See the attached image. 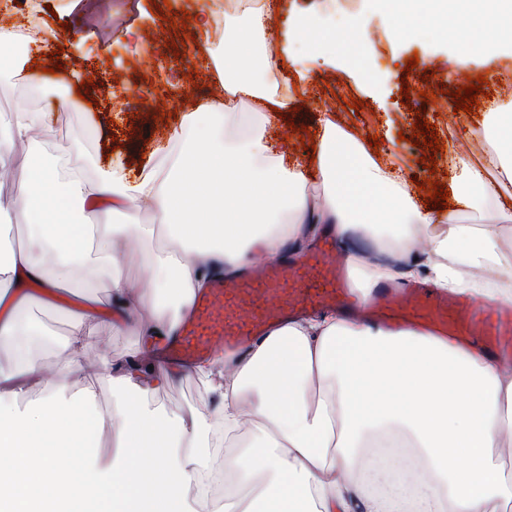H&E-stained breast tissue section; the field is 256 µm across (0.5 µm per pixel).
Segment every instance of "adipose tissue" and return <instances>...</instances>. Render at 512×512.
I'll return each instance as SVG.
<instances>
[{"instance_id": "ef3b65f1", "label": "adipose tissue", "mask_w": 512, "mask_h": 512, "mask_svg": "<svg viewBox=\"0 0 512 512\" xmlns=\"http://www.w3.org/2000/svg\"><path fill=\"white\" fill-rule=\"evenodd\" d=\"M250 25L224 35L213 68L223 99L190 113L162 161L136 178L88 180L31 164L13 197L0 201V237L21 214L26 240L0 263V347L31 335L20 316L32 289L73 294L107 280L120 306L115 330L138 324L141 352L175 332L209 273L233 276L251 254L279 258L286 246H313L326 228L338 241L368 237L382 257L354 255L356 288L370 297L398 276L426 273L441 292L486 305L512 304V248L503 233L512 209L495 204L512 187V101L488 112L474 135L493 150L453 188L456 210L421 209L406 182L372 161L363 144L325 123L314 152L315 179L282 158L257 165L250 137L225 140L222 116L245 99L265 104L263 66L253 47L272 46L263 0H234ZM443 36L460 14L474 23L461 51L497 64L512 45V0H428ZM45 129L40 112L19 109L0 132V168L18 145ZM150 208L167 247L144 257L149 290L122 273L147 229ZM480 212L482 223L460 217ZM128 221L116 224L114 213ZM99 310L71 312L65 371L44 380L39 365L0 368V512H512V365L470 346L413 330L390 331L341 313L287 321L243 352L190 369L218 399L210 415L149 409L138 364L112 379V404L93 387L71 390L69 372L99 333ZM110 427L117 451L102 463L75 461L88 427ZM224 429V471L234 477L222 501L191 491L210 465L209 435ZM412 451L380 467L388 444Z\"/></svg>"}]
</instances>
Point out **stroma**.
<instances>
[{
    "mask_svg": "<svg viewBox=\"0 0 512 512\" xmlns=\"http://www.w3.org/2000/svg\"><path fill=\"white\" fill-rule=\"evenodd\" d=\"M0 0V22L43 29L61 44L62 67L53 71L54 62L45 55L37 60L43 67L36 89L17 86L9 69L0 70V126L8 124L14 111L27 107L42 113L48 135L33 144L18 146L6 170L0 172V200H9L27 161L41 155L70 154L88 179L95 180L120 170L133 178L140 175L147 159H161L172 138L195 111L198 103L211 100L217 85L210 66L211 56L224 50L225 28L246 26L242 11L229 10L225 28L200 33L196 17L210 9L211 0ZM172 8L167 18H159L164 3ZM279 14L274 26L286 31L289 18L310 26L326 27L335 12L333 0H271ZM353 13L363 21L362 28L345 35L341 46L323 44L319 53L330 64L321 68L317 82L301 85L286 53H279V67L263 71L262 81L269 93L289 94L290 111L280 113L274 125L256 123L253 135L263 136L272 154L284 156L286 163L310 168V151L300 141L305 131H322L325 120H332L360 139L380 137L381 143L370 155L379 163L392 165L406 181L415 202L424 192L418 184L423 177L452 184L480 167L489 144L470 137L485 112L498 102L512 98V50L498 53L497 75L503 85L488 87V96L471 112L456 111L454 93L466 77L482 74L479 59H458L455 42L442 39L438 24L429 14L419 15L413 36L395 39L392 28L397 12L387 10L384 0H355ZM197 43L205 56L191 58L174 66V43ZM371 54H363V44ZM418 58L414 69L405 62ZM90 74L93 84L77 85V74ZM409 96H402V87ZM432 89L433 100L423 101L424 89ZM189 101L178 105V91ZM73 101L71 109L58 106L60 97ZM433 123L443 146L431 152L417 144L414 124L417 118ZM434 156L436 170L424 163ZM80 298L50 297L35 293L27 306V318L40 334L29 357L42 368L43 378H51L66 361L64 350L69 318L67 309L82 306ZM138 329L130 325L113 330L102 321L99 337L86 350L85 370L73 373L69 382L79 388L96 383L100 402L112 403V384L104 378H90L89 368L109 364L121 371L138 349ZM150 408L171 414L193 411L210 414L215 401L199 382L181 377L176 383L155 387L146 395Z\"/></svg>",
    "mask_w": 512,
    "mask_h": 512,
    "instance_id": "1",
    "label": "stroma"
}]
</instances>
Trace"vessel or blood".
Wrapping results in <instances>:
<instances>
[{"label": "vessel or blood", "mask_w": 512, "mask_h": 512, "mask_svg": "<svg viewBox=\"0 0 512 512\" xmlns=\"http://www.w3.org/2000/svg\"><path fill=\"white\" fill-rule=\"evenodd\" d=\"M335 250V240L329 239L300 262H268L255 276L215 278L194 298L164 361L189 366L217 349L253 343L299 313L322 306L353 308L356 296ZM374 313L401 325L472 338L492 355L512 353L511 313L435 298L423 288L397 295L380 291Z\"/></svg>", "instance_id": "1"}]
</instances>
